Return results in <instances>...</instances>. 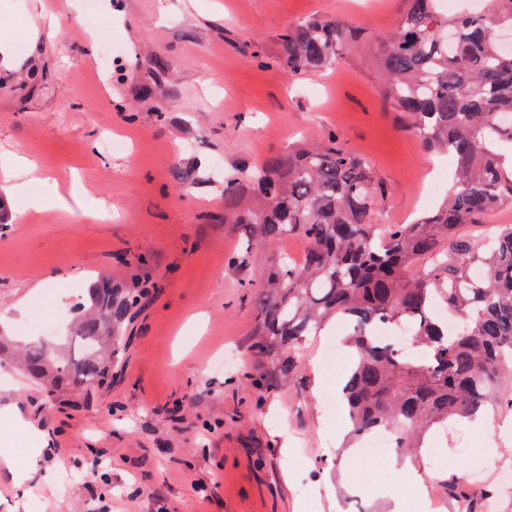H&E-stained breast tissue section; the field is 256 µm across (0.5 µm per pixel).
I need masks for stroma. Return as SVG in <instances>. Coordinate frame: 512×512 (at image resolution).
<instances>
[{
  "label": "stroma",
  "instance_id": "stroma-1",
  "mask_svg": "<svg viewBox=\"0 0 512 512\" xmlns=\"http://www.w3.org/2000/svg\"><path fill=\"white\" fill-rule=\"evenodd\" d=\"M122 46L88 54L83 0H26L0 11V156L36 159L63 197L83 186L80 212L20 216L0 234V330L39 336L100 277L149 297L126 326L112 383L84 403L79 389L46 394L0 363V512H448L446 484L468 475L474 495L496 485L484 468L512 469V414L449 421L425 448L441 466L402 480L391 460L350 465L345 412L323 406L344 369L315 367L330 323L306 337L272 392L251 345V297L295 241L238 251L224 221V183L266 156L337 137L371 161L388 195L380 224H410L429 176L452 168L397 129L373 65L400 0H99ZM341 19L368 35L331 66L293 72L288 28ZM123 135L128 150L103 152ZM237 358L217 371L216 352ZM17 409L22 422L6 417ZM42 448L34 475L13 471Z\"/></svg>",
  "mask_w": 512,
  "mask_h": 512
}]
</instances>
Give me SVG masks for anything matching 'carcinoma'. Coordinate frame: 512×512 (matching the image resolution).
I'll use <instances>...</instances> for the list:
<instances>
[{"mask_svg":"<svg viewBox=\"0 0 512 512\" xmlns=\"http://www.w3.org/2000/svg\"><path fill=\"white\" fill-rule=\"evenodd\" d=\"M393 32L376 58L385 103L426 149L455 166L444 199L412 224H378L387 194L367 161L334 137L267 156L243 182L224 185V223L242 224L245 253L296 237L299 260H283L254 302L251 345L269 367L268 388L288 377L292 353L329 320L345 319L351 366L341 398L360 442L391 430L410 456L426 433L478 411L512 410V224L488 235H463L488 212L512 204V53L495 39L512 26V0L482 12L442 15L438 0H403ZM361 31L339 20H312L287 31L282 55L294 72L321 69L339 48H355ZM91 312L79 316L73 349L43 341L22 354L28 376L48 391L112 382L117 333L148 291L121 296L108 280L88 289ZM457 320L453 333L436 305ZM409 323L424 359L379 339L383 325ZM459 481L448 496L467 512L484 498Z\"/></svg>","mask_w":512,"mask_h":512,"instance_id":"obj_1","label":"carcinoma"}]
</instances>
